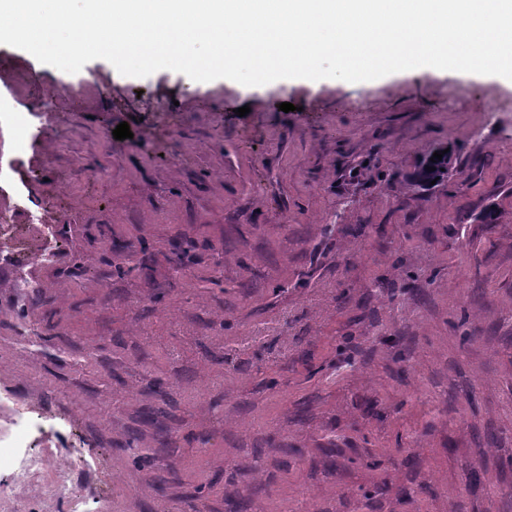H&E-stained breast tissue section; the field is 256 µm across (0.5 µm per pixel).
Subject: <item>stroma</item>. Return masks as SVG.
Wrapping results in <instances>:
<instances>
[{
  "mask_svg": "<svg viewBox=\"0 0 512 512\" xmlns=\"http://www.w3.org/2000/svg\"><path fill=\"white\" fill-rule=\"evenodd\" d=\"M0 182L58 244L0 245V394L52 417L92 512H512L511 85L69 74L0 44ZM450 165V158L448 159V152L443 154L442 160L434 158V162L430 159L428 163L421 166L415 174V182L423 187L431 186V181L436 180V184L444 180L448 175V169ZM425 166L434 167L435 171L428 172ZM444 168V171H441Z\"/></svg>",
  "mask_w": 512,
  "mask_h": 512,
  "instance_id": "35a3bbf8",
  "label": "stroma"
}]
</instances>
